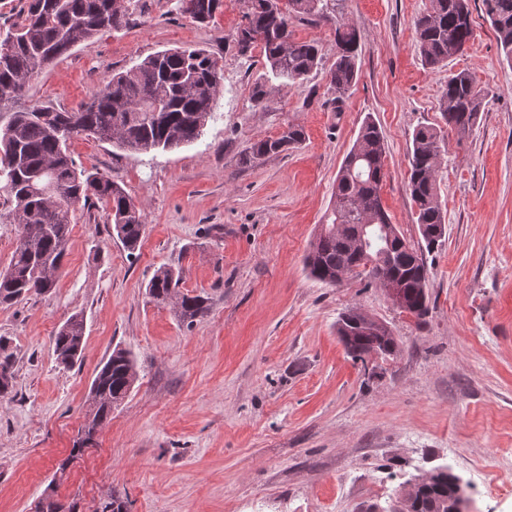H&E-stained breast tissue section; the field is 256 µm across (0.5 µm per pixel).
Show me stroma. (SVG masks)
Instances as JSON below:
<instances>
[{
	"label": "stroma",
	"instance_id": "1",
	"mask_svg": "<svg viewBox=\"0 0 512 512\" xmlns=\"http://www.w3.org/2000/svg\"><path fill=\"white\" fill-rule=\"evenodd\" d=\"M326 18L292 22L317 41L322 65L302 86L251 91L261 49L237 55L245 0L207 24L175 0H148L138 23L76 46L34 76L26 104L74 110L98 85L148 55L206 49L224 65L215 113L193 143L122 151L90 136L69 142L77 166L120 184L141 208L135 252L113 235L109 210L79 206L55 288L0 305L14 388L0 398V512H35L53 496L102 512L110 493L129 512H364L391 503L417 471L450 466L471 512H512V65L482 0L473 38L447 68L423 65L415 18L429 0H327ZM359 35L358 78L336 100L327 69L335 26ZM469 70L486 97L458 138L438 109L450 73ZM383 133L380 195L392 224L428 270L430 309L416 318L365 275L329 286L304 257L331 211L336 176L365 118ZM302 126L305 142L255 164L251 142ZM440 136L443 244L427 249L407 191L412 134ZM208 297L194 325L153 302L156 269ZM358 309L386 324L396 356L352 358L337 321ZM84 319L82 355L58 366L53 338ZM138 377L83 445L93 380L112 351Z\"/></svg>",
	"mask_w": 512,
	"mask_h": 512
}]
</instances>
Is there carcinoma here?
Here are the masks:
<instances>
[{"label":"carcinoma","mask_w":512,"mask_h":512,"mask_svg":"<svg viewBox=\"0 0 512 512\" xmlns=\"http://www.w3.org/2000/svg\"><path fill=\"white\" fill-rule=\"evenodd\" d=\"M146 0H27L21 21L0 41V112L9 113L0 128V190L6 193L7 212L18 225L11 261L0 271V304L12 305L33 294L56 287L77 206L96 199L110 210L112 230L129 253H134L144 232V219L125 189L93 171L79 169L67 142L80 134L112 144L120 150H170L196 141L213 117L224 77L223 65L203 49L173 48L154 53L131 69L112 75L78 109L59 111L51 106L25 107L20 100L30 79L53 65L77 45L100 34L128 28L144 12ZM247 23L232 36L242 56L260 47L267 74L255 83L252 100L263 101L267 83L301 84L321 66L315 41L293 35L291 19L301 15L325 16L324 0H249ZM471 0H429V7L414 22L422 62L432 68L448 66L455 51H463L473 36ZM497 42L512 62V0H482ZM223 0H177L176 9L193 21L207 24L223 9ZM336 60L329 68L331 88L343 97L357 78L358 33L346 24L335 29ZM484 98L472 74L460 70L448 77L439 99L442 118L460 136L472 131ZM305 132L290 125L276 138L252 143L244 160L256 162L302 144ZM384 137L366 118L336 178L329 219L322 225L305 257L313 279L333 284L339 273L357 271L376 278L368 264L382 260L386 275L401 286L407 310L417 318L429 312L428 277L418 250L399 231L384 209L380 190L385 176ZM439 136L435 128L421 126L412 135L408 187L416 209L419 233L431 249L446 235L445 213L437 191ZM356 229L364 224L369 239L364 259L350 253L336 235V225ZM181 277L160 267L148 284L158 304L173 307L189 325L209 310V298L180 291ZM363 314L350 310L338 320L337 332L356 358L372 352L394 356L399 345L392 331L382 327L366 332ZM83 320L73 316L56 333L58 364L73 365L82 351ZM0 337V397L12 392L14 370ZM99 374L105 376L100 399H91L86 441L101 427L128 394L137 378L132 355L116 349ZM466 483L444 467L404 481L399 490L403 512H449L457 492Z\"/></svg>","instance_id":"obj_1"}]
</instances>
